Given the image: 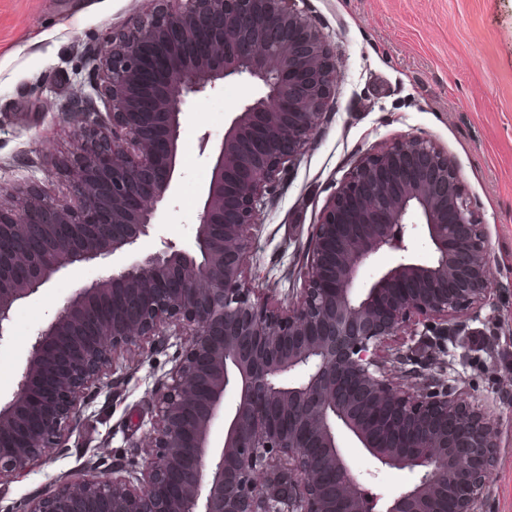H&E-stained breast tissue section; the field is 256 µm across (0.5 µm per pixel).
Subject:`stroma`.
Here are the masks:
<instances>
[{
    "label": "stroma",
    "instance_id": "35a3bbf8",
    "mask_svg": "<svg viewBox=\"0 0 512 512\" xmlns=\"http://www.w3.org/2000/svg\"><path fill=\"white\" fill-rule=\"evenodd\" d=\"M149 0H0V186L69 202L66 165L83 115L69 94L93 80L105 30L129 26ZM323 33L336 62V94L312 140L266 198L251 231L246 272L284 300L305 286L304 272L322 211L355 164L405 135L431 139L457 167L476 202L490 248L494 301L459 317L450 335L393 337L402 355L422 353L432 373L466 393L496 420L492 474L480 512H512V0H297ZM252 82L229 77L190 100L181 116L174 195L159 204L156 226L137 251L172 241L193 250L201 192L212 166L200 138L218 144ZM112 268L96 259L65 270L13 313L0 344V400L25 371L39 331L78 288ZM184 339L169 334L121 353L116 370L90 388L53 459L0 485V512H22L33 498L86 471L138 470L155 421L152 394L178 363ZM354 471H375L374 492L390 498L412 476L375 470L357 449Z\"/></svg>",
    "mask_w": 512,
    "mask_h": 512
}]
</instances>
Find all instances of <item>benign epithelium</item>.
Returning a JSON list of instances; mask_svg holds the SVG:
<instances>
[{
  "label": "benign epithelium",
  "mask_w": 512,
  "mask_h": 512,
  "mask_svg": "<svg viewBox=\"0 0 512 512\" xmlns=\"http://www.w3.org/2000/svg\"><path fill=\"white\" fill-rule=\"evenodd\" d=\"M151 2L131 28L103 33L94 95L73 100L95 96L110 112L85 113L75 134L70 202L0 196V342L16 304L55 274L125 259L150 235L175 188L191 98L228 77L260 94L214 151L193 251L166 241L112 268L39 333L17 391L0 405V485L53 458L84 390L118 353L174 327L184 351L154 394L140 477L114 466L64 481L27 512H479L494 419L422 370L394 381L380 356L419 325L448 333L458 313L493 295L482 224L448 154L411 135L361 159L322 212L307 287L276 300L247 277L244 257L268 191L335 94L326 40L296 0ZM418 227L426 262L411 252ZM385 248L400 261L358 282ZM344 437L415 481L382 501L353 472Z\"/></svg>",
  "instance_id": "7a95c632"
}]
</instances>
